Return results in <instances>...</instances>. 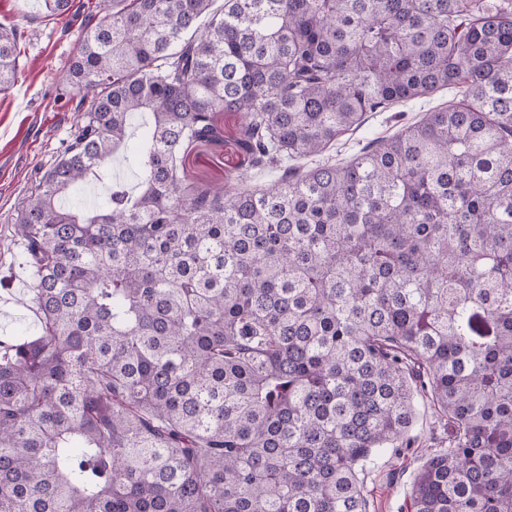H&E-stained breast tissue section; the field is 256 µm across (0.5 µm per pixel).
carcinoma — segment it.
<instances>
[{"label": "carcinoma", "instance_id": "cac0c4a2", "mask_svg": "<svg viewBox=\"0 0 512 512\" xmlns=\"http://www.w3.org/2000/svg\"><path fill=\"white\" fill-rule=\"evenodd\" d=\"M215 2L112 0L62 74L94 95L17 220L40 333L0 336V512H366L419 396L451 438L410 512H512V0ZM220 112L277 181L188 178ZM453 97L454 95L447 89L440 90L422 100L398 105L388 112L370 113L358 131L348 132L339 137L330 155L336 162L346 160L359 153L370 141L386 139L402 125L421 118L425 112L447 106Z\"/></svg>", "mask_w": 512, "mask_h": 512}]
</instances>
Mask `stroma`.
Returning a JSON list of instances; mask_svg holds the SVG:
<instances>
[{"mask_svg": "<svg viewBox=\"0 0 512 512\" xmlns=\"http://www.w3.org/2000/svg\"><path fill=\"white\" fill-rule=\"evenodd\" d=\"M110 0H75L62 15L48 13L41 0H0V23L20 33L19 70L14 85L0 93V336L38 333L32 307L35 276L16 231L18 211L39 177L64 153L79 116L89 106L76 91L60 83L63 70L77 55L89 14H102ZM453 95L441 90L419 101L369 115L355 132L339 137L331 152L341 161L367 143L385 139L425 112L447 106ZM238 120L224 117V150L196 149L191 173L217 185L232 179L267 186L277 174L247 168L236 144ZM448 446V420L428 399L416 403L415 421L403 444L370 457L360 477L368 512H405L411 482L427 455Z\"/></svg>", "mask_w": 512, "mask_h": 512, "instance_id": "stroma-1", "label": "stroma"}]
</instances>
